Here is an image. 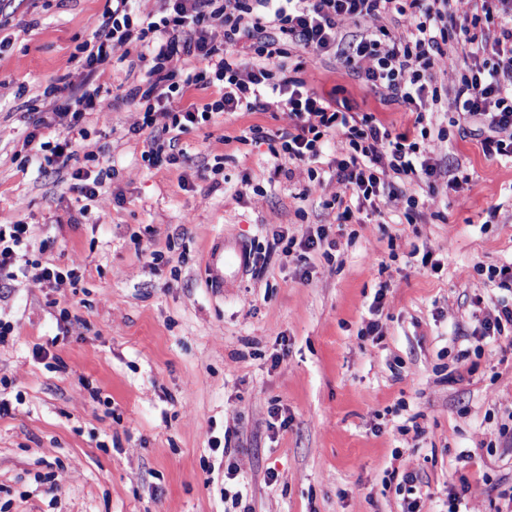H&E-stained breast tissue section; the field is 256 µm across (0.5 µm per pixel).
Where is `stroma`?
Segmentation results:
<instances>
[{"instance_id":"35a3bbf8","label":"stroma","mask_w":512,"mask_h":512,"mask_svg":"<svg viewBox=\"0 0 512 512\" xmlns=\"http://www.w3.org/2000/svg\"><path fill=\"white\" fill-rule=\"evenodd\" d=\"M104 8L0 0V220L28 225L33 262L0 280L14 328L0 346V512H448L464 481L467 512H512V349L470 316L475 297H512L484 273L512 260V162L449 128L415 223L390 207L341 224L340 185L271 177L280 112L215 114L152 166L141 73L107 67L106 111L85 114L66 166L39 167L25 138L56 140ZM299 76L395 131L414 123L340 56L306 53ZM78 170L107 171L99 201L75 189ZM321 228L342 242L334 259L299 246ZM219 232L254 251L223 295L202 273ZM46 263L78 267V285L40 280ZM380 289L382 334L361 337ZM413 422L422 436L400 434ZM218 462L238 480L213 479ZM392 470L414 485L385 483Z\"/></svg>"}]
</instances>
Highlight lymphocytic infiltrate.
<instances>
[{
    "label": "lymphocytic infiltrate",
    "instance_id": "obj_1",
    "mask_svg": "<svg viewBox=\"0 0 512 512\" xmlns=\"http://www.w3.org/2000/svg\"><path fill=\"white\" fill-rule=\"evenodd\" d=\"M93 39L86 43L87 72L71 88L73 109L60 112L63 137L39 141L29 133L40 166L65 165L73 132L86 113L104 111L93 89L95 73L136 55L147 83L140 91L143 127L152 132L149 164H157L174 133L208 121L218 112H253L277 107L286 124L279 147L271 148L272 175L286 165L305 169L308 186L343 185L334 196L339 222L354 208L381 214L399 198L398 185L414 187L440 175L425 140V103L442 101L438 75L458 74L452 122L465 128L480 121L487 155L512 159V0H162L157 20L140 24L135 0H109ZM399 28L390 31L386 20ZM494 25L492 40H476L470 30ZM361 27L358 39L345 42L347 25ZM348 44L346 62L385 102L415 111L414 129L400 133L371 113L339 106L332 96L307 87L288 73L294 47L320 54ZM467 46L459 64L449 44ZM198 67L182 68V57ZM220 83L217 99L197 108L173 109L175 99L196 84ZM339 137L341 155L334 168L315 169L328 137ZM28 225L0 221V278L22 271L29 247Z\"/></svg>",
    "mask_w": 512,
    "mask_h": 512
}]
</instances>
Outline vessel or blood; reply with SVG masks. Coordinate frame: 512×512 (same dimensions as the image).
<instances>
[{
  "mask_svg": "<svg viewBox=\"0 0 512 512\" xmlns=\"http://www.w3.org/2000/svg\"><path fill=\"white\" fill-rule=\"evenodd\" d=\"M251 265L248 244L224 233L211 237L203 258L202 271L207 287L224 290L234 287Z\"/></svg>",
  "mask_w": 512,
  "mask_h": 512,
  "instance_id": "b4317fda",
  "label": "vessel or blood"
}]
</instances>
